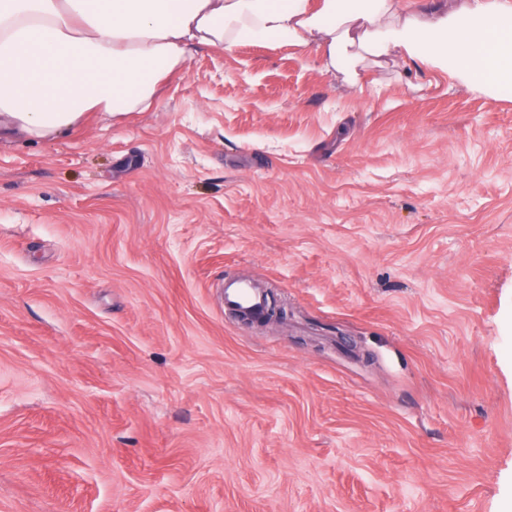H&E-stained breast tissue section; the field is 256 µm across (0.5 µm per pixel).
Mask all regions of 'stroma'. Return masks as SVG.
Instances as JSON below:
<instances>
[{"label":"stroma","instance_id":"obj_1","mask_svg":"<svg viewBox=\"0 0 512 512\" xmlns=\"http://www.w3.org/2000/svg\"><path fill=\"white\" fill-rule=\"evenodd\" d=\"M357 70L202 47L0 141V512H512V101ZM224 298L244 310H257L262 303L260 290L246 280L224 281Z\"/></svg>","mask_w":512,"mask_h":512}]
</instances>
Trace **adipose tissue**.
I'll return each instance as SVG.
<instances>
[{
    "mask_svg": "<svg viewBox=\"0 0 512 512\" xmlns=\"http://www.w3.org/2000/svg\"><path fill=\"white\" fill-rule=\"evenodd\" d=\"M399 0H0V139L57 137L88 113L149 107L198 46H316L352 70L395 54L512 101V0H468L436 23Z\"/></svg>",
    "mask_w": 512,
    "mask_h": 512,
    "instance_id": "obj_1",
    "label": "adipose tissue"
}]
</instances>
